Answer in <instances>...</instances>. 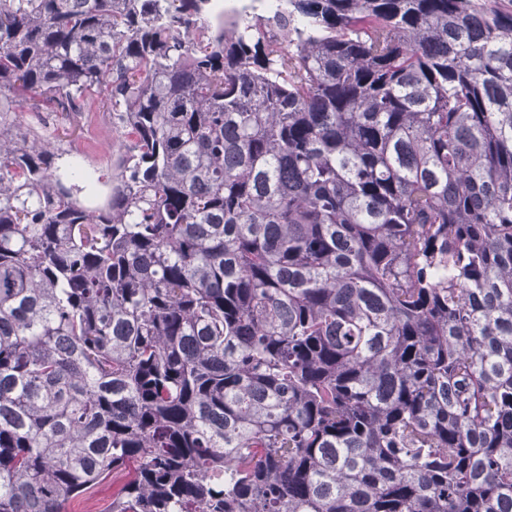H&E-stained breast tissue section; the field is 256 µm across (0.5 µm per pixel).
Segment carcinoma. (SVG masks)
<instances>
[{
	"mask_svg": "<svg viewBox=\"0 0 512 512\" xmlns=\"http://www.w3.org/2000/svg\"><path fill=\"white\" fill-rule=\"evenodd\" d=\"M130 465L109 512H512V0H0V512ZM85 141L91 144L86 154L81 158L83 166L94 173L95 177L102 176V181L112 180L118 167V138L117 133L111 130L105 122L102 112L97 116L95 122L84 128ZM112 155V171L106 166V161Z\"/></svg>",
	"mask_w": 512,
	"mask_h": 512,
	"instance_id": "carcinoma-1",
	"label": "carcinoma"
}]
</instances>
